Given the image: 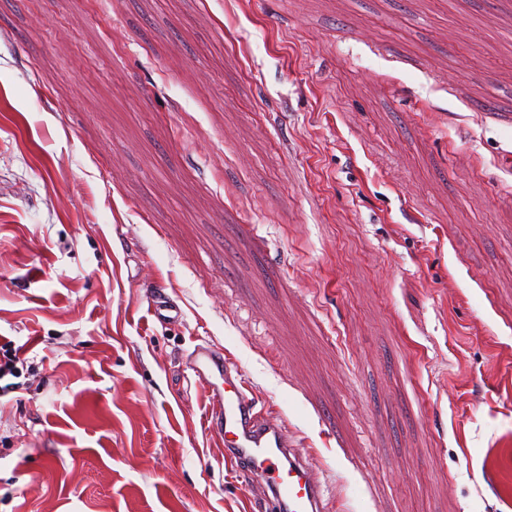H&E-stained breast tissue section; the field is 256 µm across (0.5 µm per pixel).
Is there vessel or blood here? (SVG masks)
<instances>
[{"mask_svg": "<svg viewBox=\"0 0 512 512\" xmlns=\"http://www.w3.org/2000/svg\"><path fill=\"white\" fill-rule=\"evenodd\" d=\"M191 363L208 386L220 419L215 436L224 459L256 481L261 498H273L278 512H328L325 485L309 454L298 448L281 419L260 416L241 375L232 373L221 349L196 346Z\"/></svg>", "mask_w": 512, "mask_h": 512, "instance_id": "1", "label": "vessel or blood"}]
</instances>
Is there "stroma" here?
I'll return each instance as SVG.
<instances>
[{"label": "stroma", "instance_id": "1", "mask_svg": "<svg viewBox=\"0 0 512 512\" xmlns=\"http://www.w3.org/2000/svg\"><path fill=\"white\" fill-rule=\"evenodd\" d=\"M8 340L0 512H253L203 341L332 512H512V0H0ZM24 363H26L25 358H20L19 349L15 348L12 341L0 344V396L25 389L23 387L25 383L12 381L22 377Z\"/></svg>", "mask_w": 512, "mask_h": 512}]
</instances>
